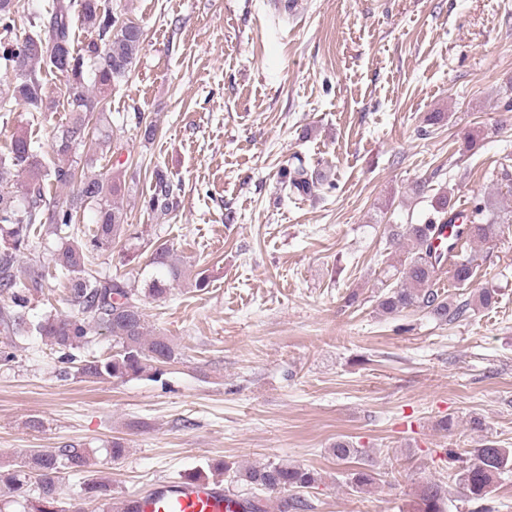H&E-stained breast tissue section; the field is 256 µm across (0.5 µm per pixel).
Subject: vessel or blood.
I'll return each mask as SVG.
<instances>
[{
	"instance_id": "vessel-or-blood-1",
	"label": "vessel or blood",
	"mask_w": 512,
	"mask_h": 512,
	"mask_svg": "<svg viewBox=\"0 0 512 512\" xmlns=\"http://www.w3.org/2000/svg\"><path fill=\"white\" fill-rule=\"evenodd\" d=\"M245 504L218 482L157 480L149 490L113 502V512H243Z\"/></svg>"
}]
</instances>
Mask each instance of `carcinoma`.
Instances as JSON below:
<instances>
[{
  "label": "carcinoma",
  "mask_w": 512,
  "mask_h": 512,
  "mask_svg": "<svg viewBox=\"0 0 512 512\" xmlns=\"http://www.w3.org/2000/svg\"><path fill=\"white\" fill-rule=\"evenodd\" d=\"M19 0H0V70L12 75L11 95L0 101V112H10V101L42 114L49 110L42 69L50 67L62 78L64 96L70 112L52 144V157L46 158L41 147L25 133L12 136L7 154L0 158V292L8 295L11 305L0 307V330L22 335L35 331L58 353V376L62 380L81 377L106 381L125 377L158 376V365L177 357L175 347L165 336L149 333L139 292L118 278L101 275L92 269L95 252L107 251L128 236L122 205L120 173L96 169L95 155L111 145V135L103 124V113L94 110V100L112 94L129 72L142 40L140 25L114 8L112 0H56L47 20L35 33L22 39L11 38ZM80 22L95 39L82 51L72 48L73 27ZM94 69H89V66ZM26 177L24 201L12 191V173ZM284 189L290 194H306L314 186L311 164L299 155L281 174ZM155 191L142 201L151 214L166 216L172 210V187L167 176L156 171ZM75 187L69 194H59L46 207L47 188ZM454 189L445 188L433 196L431 212L423 224H392L389 232L397 239L412 243L396 268L397 284L386 287L378 296V308L384 314L397 315L419 308L436 319L460 318L470 307L488 308L495 294L483 289L473 302L452 306L438 283L449 271L455 287L473 280L476 267L468 242L489 243L500 236L502 225L512 223V215L500 214L490 198L477 202L470 213L454 210ZM95 210V223L77 227L80 211ZM449 230L448 243L435 240ZM53 236V268L65 282L66 311L52 307L34 323L28 317L32 300L43 292L48 275L40 272L20 277L14 272L17 256L36 249L39 241ZM169 248L159 245L151 261L168 268L172 280L181 276L169 260ZM103 332L112 337L117 350L107 357L85 354L90 336ZM336 460L347 463L364 452L348 441H337L331 448ZM89 467L85 451L72 445L35 450L14 463L0 468V487L24 498L22 512H66L61 506L59 483L66 470L84 471ZM231 482L239 485L250 505L249 512H266L261 495L282 491H302L318 485L316 471L295 465L286 459L269 460L258 466L223 465ZM512 471V448L486 439L470 451L457 467L455 482L464 501L473 512H490L487 507L493 493L494 479ZM356 490L373 484V471L362 467L347 474ZM36 484L37 497H24L25 486ZM82 495L100 501L112 499V486L99 478L83 483ZM448 484L430 480L423 483L408 512H448ZM311 505L300 497H284L278 512H306Z\"/></svg>",
  "instance_id": "obj_1"
}]
</instances>
